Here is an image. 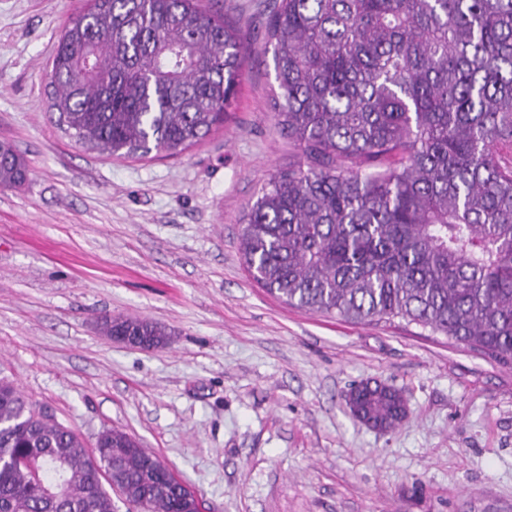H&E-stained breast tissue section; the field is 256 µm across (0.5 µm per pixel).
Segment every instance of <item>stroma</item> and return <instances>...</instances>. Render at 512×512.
Here are the masks:
<instances>
[{"label":"stroma","mask_w":512,"mask_h":512,"mask_svg":"<svg viewBox=\"0 0 512 512\" xmlns=\"http://www.w3.org/2000/svg\"><path fill=\"white\" fill-rule=\"evenodd\" d=\"M269 0H199L252 57L220 125L175 157L88 151L48 108L50 55L84 0H0V141L29 179L0 189V376L93 445L119 428L210 512H512V367L402 321L284 304L238 238L297 151L276 125ZM103 316L164 326L111 340ZM375 379L408 416L377 431L345 394ZM100 329L109 337H123L127 343L134 342V347L164 348L169 344V332L160 324L141 318L105 316L100 319Z\"/></svg>","instance_id":"1"}]
</instances>
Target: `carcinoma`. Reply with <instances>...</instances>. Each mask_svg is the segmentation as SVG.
<instances>
[{"label":"carcinoma","mask_w":512,"mask_h":512,"mask_svg":"<svg viewBox=\"0 0 512 512\" xmlns=\"http://www.w3.org/2000/svg\"><path fill=\"white\" fill-rule=\"evenodd\" d=\"M275 115L300 161L273 174L238 241L284 302L416 324L512 366V0H279L265 23ZM249 55L196 0H87L50 60L49 109L89 151L176 156L224 122ZM27 166L0 145V188ZM100 329L145 348L141 318ZM351 401L388 426L395 389ZM98 457L0 378V512H193L187 489L119 429Z\"/></svg>","instance_id":"cac0c4a2"}]
</instances>
